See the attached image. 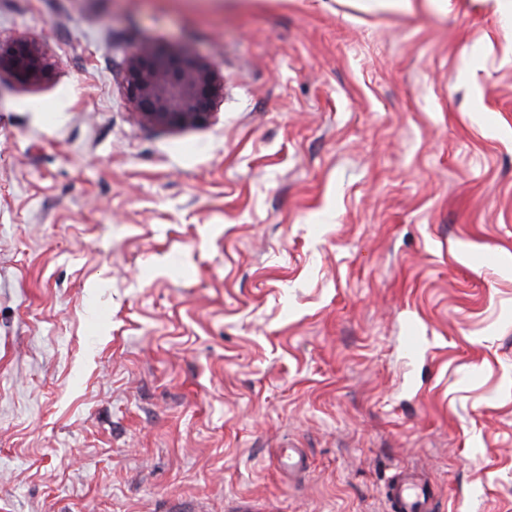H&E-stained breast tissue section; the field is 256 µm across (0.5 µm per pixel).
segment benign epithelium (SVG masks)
Returning <instances> with one entry per match:
<instances>
[{
	"mask_svg": "<svg viewBox=\"0 0 512 512\" xmlns=\"http://www.w3.org/2000/svg\"><path fill=\"white\" fill-rule=\"evenodd\" d=\"M21 84L42 80L50 66L39 48L26 40L0 42V70ZM125 93L139 118L168 129L202 126L214 114L223 86L213 66L191 49L166 52L143 45L128 59Z\"/></svg>",
	"mask_w": 512,
	"mask_h": 512,
	"instance_id": "7a95c632",
	"label": "benign epithelium"
}]
</instances>
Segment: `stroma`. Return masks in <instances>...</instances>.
Listing matches in <instances>:
<instances>
[{"instance_id": "stroma-1", "label": "stroma", "mask_w": 512, "mask_h": 512, "mask_svg": "<svg viewBox=\"0 0 512 512\" xmlns=\"http://www.w3.org/2000/svg\"><path fill=\"white\" fill-rule=\"evenodd\" d=\"M16 39L0 512H384L403 467L512 512V0H0ZM145 44L208 124L132 112ZM7 69L21 84L42 80L50 71V66L39 48L26 40L0 42V71ZM124 82L139 118L168 129L209 123L223 91L213 66L190 48L139 47L125 65Z\"/></svg>"}]
</instances>
